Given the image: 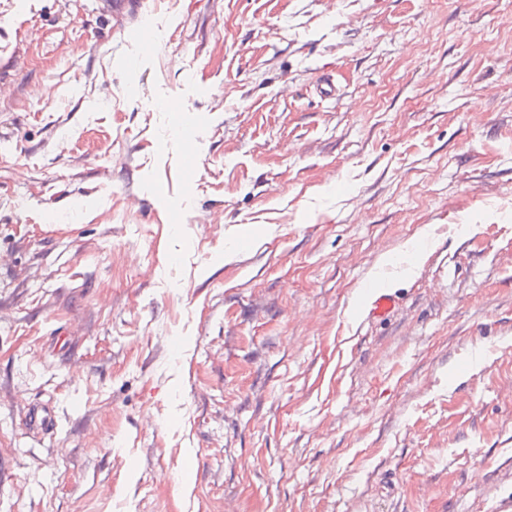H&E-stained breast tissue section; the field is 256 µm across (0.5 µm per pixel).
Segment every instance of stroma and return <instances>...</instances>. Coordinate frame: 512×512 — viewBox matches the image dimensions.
<instances>
[{"label":"stroma","mask_w":512,"mask_h":512,"mask_svg":"<svg viewBox=\"0 0 512 512\" xmlns=\"http://www.w3.org/2000/svg\"><path fill=\"white\" fill-rule=\"evenodd\" d=\"M139 2L0 0V512H506L512 0ZM364 291L368 297L367 301V317L374 320H381L389 316L396 307V299L394 295L374 288L372 284H368Z\"/></svg>","instance_id":"1"}]
</instances>
